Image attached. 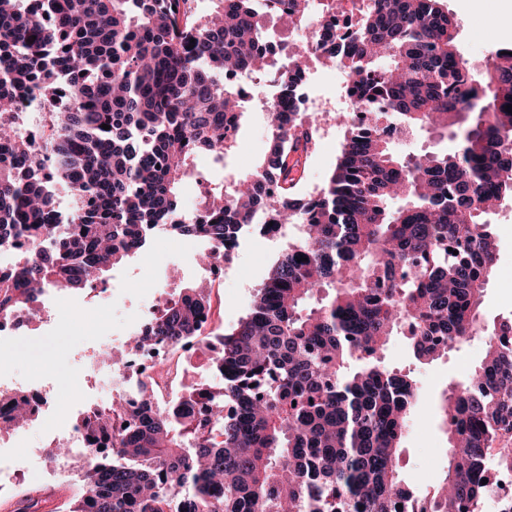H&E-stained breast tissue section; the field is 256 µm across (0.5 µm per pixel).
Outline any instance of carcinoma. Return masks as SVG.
I'll list each match as a JSON object with an SVG mask.
<instances>
[{
    "instance_id": "cac0c4a2",
    "label": "carcinoma",
    "mask_w": 512,
    "mask_h": 512,
    "mask_svg": "<svg viewBox=\"0 0 512 512\" xmlns=\"http://www.w3.org/2000/svg\"><path fill=\"white\" fill-rule=\"evenodd\" d=\"M187 2L0 0V245L37 243L0 267V315H37L48 286L91 288L155 224L226 256L260 215L268 235L303 220L211 348L222 393L203 385L174 405L119 399L81 413L89 443L113 454L83 469L66 512H181L188 501L195 512H480L488 463L512 470V318L482 312L498 253L490 215L512 201V56L495 52L477 74L444 0H368L343 31L332 0L311 24L308 0H265L262 13L254 0H213L205 17ZM265 13L314 27L315 50L352 75L350 94L403 138L435 132L455 149L401 156L351 119L327 187L300 195L314 122L293 86L309 55L285 45L266 154L232 187L205 189L201 222H177L199 151L221 163L234 148L225 131L240 129L244 100L227 78L269 67ZM22 102L45 115L36 138L19 122ZM49 185L73 198L68 215ZM209 304L205 289L183 288L134 343L191 335ZM398 334L419 361L475 336L485 351L442 395L446 471L422 499L398 472L419 398L383 361ZM213 423L220 442L207 436Z\"/></svg>"
}]
</instances>
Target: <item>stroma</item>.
Masks as SVG:
<instances>
[{
    "instance_id": "1",
    "label": "stroma",
    "mask_w": 512,
    "mask_h": 512,
    "mask_svg": "<svg viewBox=\"0 0 512 512\" xmlns=\"http://www.w3.org/2000/svg\"><path fill=\"white\" fill-rule=\"evenodd\" d=\"M450 15L460 30V48L475 70H482L485 57L497 47L512 45V0H446ZM249 96L235 148L223 162L201 157L196 161L198 176L211 184H230L249 172L266 149L268 116L264 103L272 87L266 79L246 82ZM318 125L328 128L329 136L316 138L309 154L301 191L309 195L325 186L335 168L347 135L345 126L334 121L332 112L315 113ZM499 251L496 273L490 280L483 304L486 319L512 315V288L502 287L505 274H512V206L503 214L492 216ZM290 229L288 238L262 235L257 225L245 227L239 243L224 264V288L213 298L218 319L225 329H232L248 310L254 291L267 278L289 238L297 237ZM199 241L192 236H173L161 249L129 259L123 269L107 275L108 284L119 287L118 307L94 314L86 311V292L61 290L57 296L67 312L58 321L45 323L33 318L9 341L0 345V375L43 377L54 382L62 401L84 397L87 402H108L104 380H61V373H72L74 358L89 351L94 343L86 325L100 321L113 336L126 335L137 318L142 297L158 293L176 296L182 288L200 282L203 271L197 261ZM484 355L481 339H473L453 348L447 357L432 362H417L406 337H392L383 354L387 366L411 374L419 389V401L400 454V477L418 494L431 491L442 478L447 461V435L441 426L438 404L449 383L467 378Z\"/></svg>"
}]
</instances>
